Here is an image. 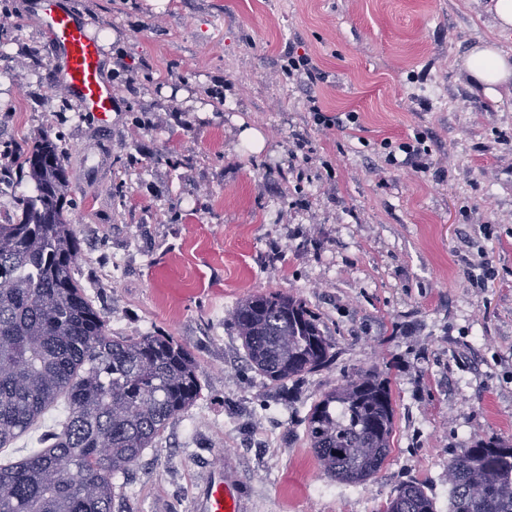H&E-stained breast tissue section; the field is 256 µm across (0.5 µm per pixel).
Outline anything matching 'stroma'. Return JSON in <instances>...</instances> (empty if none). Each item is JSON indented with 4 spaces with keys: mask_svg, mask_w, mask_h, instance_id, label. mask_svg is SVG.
Instances as JSON below:
<instances>
[{
    "mask_svg": "<svg viewBox=\"0 0 512 512\" xmlns=\"http://www.w3.org/2000/svg\"><path fill=\"white\" fill-rule=\"evenodd\" d=\"M20 3L0 0V213L34 188L12 158L52 139L74 190L75 276L110 331L173 336L200 364L199 399L112 512H196L213 470L240 512H378L409 480L448 512L453 451L512 439V88L488 98L457 65L482 40L512 52V37L478 0H65L112 64L103 126L57 87ZM292 50L322 80L287 79ZM312 96L357 123L323 129ZM418 135L430 171L386 164L384 142ZM299 138L311 160L293 158ZM481 254L482 288L466 274ZM270 291L303 299L336 343L289 400L249 368L231 321ZM368 369L390 379L396 425L375 479L350 486L323 475L304 417Z\"/></svg>",
    "mask_w": 512,
    "mask_h": 512,
    "instance_id": "35a3bbf8",
    "label": "stroma"
}]
</instances>
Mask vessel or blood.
<instances>
[{"label":"vessel or blood","mask_w":512,"mask_h":512,"mask_svg":"<svg viewBox=\"0 0 512 512\" xmlns=\"http://www.w3.org/2000/svg\"><path fill=\"white\" fill-rule=\"evenodd\" d=\"M39 22L56 71V82L80 112L110 122L117 94L103 75V45L59 0H41ZM222 471L210 472L199 512H237Z\"/></svg>","instance_id":"obj_1"}]
</instances>
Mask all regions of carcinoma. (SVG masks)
Segmentation results:
<instances>
[{
  "label": "carcinoma",
  "mask_w": 512,
  "mask_h": 512,
  "mask_svg": "<svg viewBox=\"0 0 512 512\" xmlns=\"http://www.w3.org/2000/svg\"><path fill=\"white\" fill-rule=\"evenodd\" d=\"M34 184L20 217L0 224V449L27 432L59 396V430L40 450L0 464V512H112L115 479L200 397L196 357L172 336H118L74 276L80 240L66 215L72 194L64 156L44 138L15 159ZM232 322L245 359L289 394L336 353L316 314L281 291L237 303ZM390 382L361 371L322 393L305 417L322 472L362 485L391 449ZM448 512H512V441L480 439L448 459ZM379 512H436L414 481Z\"/></svg>",
  "instance_id": "obj_1"
}]
</instances>
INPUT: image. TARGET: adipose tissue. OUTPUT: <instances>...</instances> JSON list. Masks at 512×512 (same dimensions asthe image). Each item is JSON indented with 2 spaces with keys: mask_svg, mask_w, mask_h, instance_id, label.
Returning a JSON list of instances; mask_svg holds the SVG:
<instances>
[{
  "mask_svg": "<svg viewBox=\"0 0 512 512\" xmlns=\"http://www.w3.org/2000/svg\"><path fill=\"white\" fill-rule=\"evenodd\" d=\"M462 66L469 79L489 98H497L502 88L512 85V55L496 42L473 45Z\"/></svg>",
  "mask_w": 512,
  "mask_h": 512,
  "instance_id": "1",
  "label": "adipose tissue"
}]
</instances>
